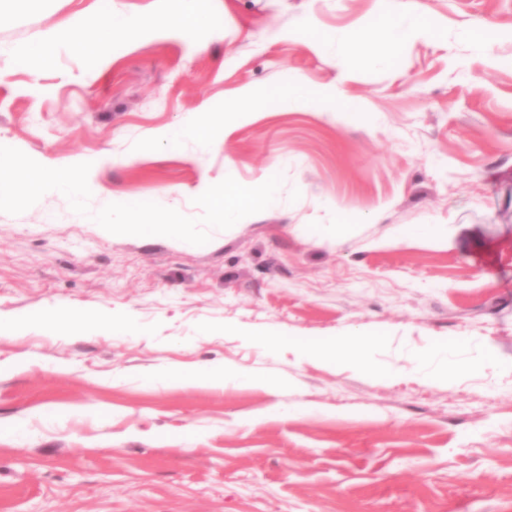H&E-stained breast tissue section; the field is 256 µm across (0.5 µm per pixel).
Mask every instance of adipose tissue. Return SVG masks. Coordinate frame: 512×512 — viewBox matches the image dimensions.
<instances>
[{
  "label": "adipose tissue",
  "mask_w": 512,
  "mask_h": 512,
  "mask_svg": "<svg viewBox=\"0 0 512 512\" xmlns=\"http://www.w3.org/2000/svg\"><path fill=\"white\" fill-rule=\"evenodd\" d=\"M159 8L152 17H144L136 13L115 7L109 8L98 23L99 44L114 42L130 43L153 33H180L212 27L213 19L205 8V0H158ZM377 21L384 32L382 43H375L371 30L365 29L354 39L362 49L371 52L373 58L381 61L392 60L395 50L404 43L415 39L434 37L435 29L431 24L430 14L424 6H416L413 10L412 22L408 27L395 25L393 17L400 10L402 0H379ZM82 26L72 23L68 27L51 33L45 42L27 46L18 50L17 55L30 66L39 68L52 63L51 45L65 43L77 47L83 56L92 64L101 62L97 46L84 44ZM244 97L249 105L245 108H231L224 116L229 121L243 123L249 120L253 112L274 107L280 110L318 108L329 113H336L338 118L360 116L364 113L361 102L342 98L336 87L330 86L318 91L311 90L305 78L300 75L291 76L283 85L256 95L245 92ZM107 324L113 323L112 312L100 311L96 315H88L81 310H46L36 316L35 320L14 318L0 323V334H23L30 323L51 328H83L88 318ZM371 344L369 338L356 336L347 340L336 339L320 345H305L299 348L298 357L306 361L321 359L332 361L338 348H346L343 358L345 365L364 372L372 371L373 364L367 353Z\"/></svg>",
  "instance_id": "1"
}]
</instances>
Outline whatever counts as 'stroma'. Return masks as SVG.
<instances>
[{
	"instance_id": "obj_1",
	"label": "stroma",
	"mask_w": 512,
	"mask_h": 512,
	"mask_svg": "<svg viewBox=\"0 0 512 512\" xmlns=\"http://www.w3.org/2000/svg\"><path fill=\"white\" fill-rule=\"evenodd\" d=\"M112 3L158 6L29 0L0 24V145L91 163L92 212L154 201L197 218L228 176H281L280 202L203 245L111 234L57 192L0 212V316L124 318L0 337V512H512V0H405L439 37L387 65L289 37L308 18L358 32L375 0H206L214 30L111 47L96 71L71 49L41 69L12 57L77 20L95 40ZM487 23L489 55L464 35ZM290 74L365 118L267 109L203 146H153ZM412 224L445 234L398 235ZM335 336L375 337L372 371L298 360ZM436 342L469 367L452 383L410 368ZM224 364L265 383L188 377ZM168 371L182 380L154 382ZM295 402L314 413L274 415Z\"/></svg>"
}]
</instances>
